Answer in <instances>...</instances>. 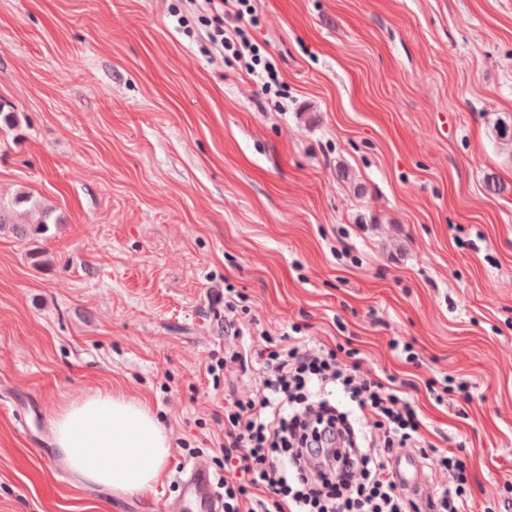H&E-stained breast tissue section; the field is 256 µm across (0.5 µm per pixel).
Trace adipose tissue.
Wrapping results in <instances>:
<instances>
[{"label":"adipose tissue","instance_id":"adipose-tissue-1","mask_svg":"<svg viewBox=\"0 0 512 512\" xmlns=\"http://www.w3.org/2000/svg\"><path fill=\"white\" fill-rule=\"evenodd\" d=\"M52 433L61 461L80 480L119 492L151 490L171 451L144 401L102 391L58 411Z\"/></svg>","mask_w":512,"mask_h":512}]
</instances>
